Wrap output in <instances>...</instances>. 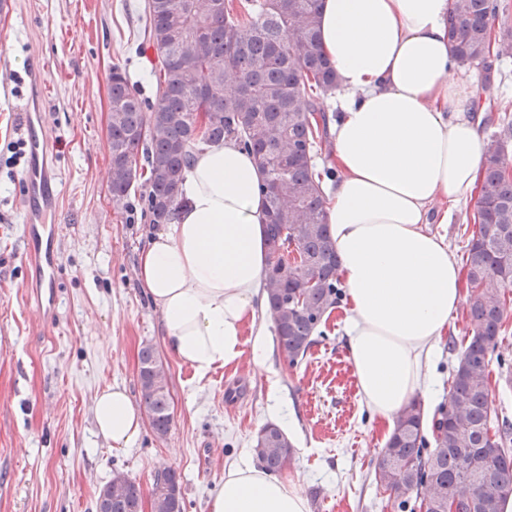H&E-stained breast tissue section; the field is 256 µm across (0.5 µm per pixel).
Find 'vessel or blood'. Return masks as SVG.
<instances>
[{"label":"vessel or blood","mask_w":512,"mask_h":512,"mask_svg":"<svg viewBox=\"0 0 512 512\" xmlns=\"http://www.w3.org/2000/svg\"><path fill=\"white\" fill-rule=\"evenodd\" d=\"M22 133L27 140L29 162L26 179L29 188L25 204V255L34 265L41 287L34 292L40 311H47L54 304V297L45 295L44 286L55 283L58 252L55 246L54 227L47 224L43 216L44 191L49 184L46 152L47 141L40 119H32L24 125Z\"/></svg>","instance_id":"vessel-or-blood-1"}]
</instances>
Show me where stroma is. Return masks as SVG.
Masks as SVG:
<instances>
[{
  "label": "stroma",
  "instance_id": "1",
  "mask_svg": "<svg viewBox=\"0 0 512 512\" xmlns=\"http://www.w3.org/2000/svg\"><path fill=\"white\" fill-rule=\"evenodd\" d=\"M145 0H14L0 13V512H96L101 487L121 472L150 492L158 471L181 475L184 512H208L229 462L254 455L275 413L288 417L292 457L283 477L297 481L308 512H395L373 481L392 428L362 407L348 359L345 312L296 366L271 353L250 355L197 378L166 351L161 317L135 276L156 232L137 197L109 191V81L126 73L153 100V50L143 44ZM39 69L40 81L30 78ZM41 113L54 142L58 206L46 220L59 248L53 312L29 296L34 271L24 256L27 164L19 129ZM490 365V404L512 421V313ZM152 345L169 374L172 424L166 436L143 425L116 449L96 434L98 391L124 386L140 401L138 352ZM459 356L440 341L425 415L447 400Z\"/></svg>",
  "mask_w": 512,
  "mask_h": 512
}]
</instances>
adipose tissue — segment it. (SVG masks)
I'll use <instances>...</instances> for the list:
<instances>
[{"label": "adipose tissue", "instance_id": "obj_1", "mask_svg": "<svg viewBox=\"0 0 512 512\" xmlns=\"http://www.w3.org/2000/svg\"><path fill=\"white\" fill-rule=\"evenodd\" d=\"M450 6L319 0V46L338 77L326 214L346 290V347L361 404L388 419L427 392L463 302L459 266L429 214L438 203L445 218L469 207L485 162L475 114L485 78L455 58ZM263 180L235 141L194 151L184 205L138 256L167 352L201 378L246 352L260 367L269 359ZM93 418L116 449L141 433V411L117 385L96 394ZM209 512H307V502L295 481L241 461L225 468Z\"/></svg>", "mask_w": 512, "mask_h": 512}]
</instances>
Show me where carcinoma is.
I'll list each match as a JSON object with an SVG mask.
<instances>
[{
	"mask_svg": "<svg viewBox=\"0 0 512 512\" xmlns=\"http://www.w3.org/2000/svg\"><path fill=\"white\" fill-rule=\"evenodd\" d=\"M500 0H452L448 39L457 59L488 69L512 53V29H494ZM145 44L159 61L155 102L139 97L118 65L109 76L112 201L139 200L151 224H168L180 204L188 158L201 143L227 138L257 157L265 172L267 314L289 365L303 361L324 316L339 303V258L325 223L314 155L325 143L323 97L336 73L318 42V0H147ZM512 119L499 118L486 141L481 195L466 245L465 345L451 372L448 402L423 434L421 404L395 417L374 472L402 510L422 497L444 512H501L512 495V425L492 416L491 355L504 333L512 287ZM139 381L153 432L171 422L167 371L153 346L139 352ZM256 456L280 473L292 445L274 424ZM107 512H142V492L123 477ZM153 512H184L180 474L155 477Z\"/></svg>",
	"mask_w": 512,
	"mask_h": 512,
	"instance_id": "1",
	"label": "carcinoma"
}]
</instances>
